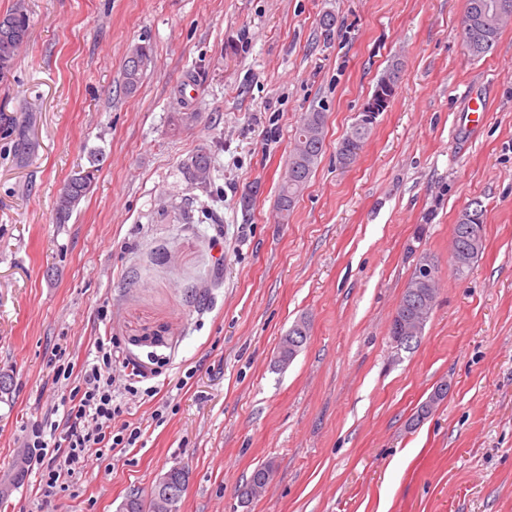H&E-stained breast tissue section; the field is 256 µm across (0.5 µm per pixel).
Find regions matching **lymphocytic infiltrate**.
<instances>
[{
    "instance_id": "f902f5d3",
    "label": "lymphocytic infiltrate",
    "mask_w": 512,
    "mask_h": 512,
    "mask_svg": "<svg viewBox=\"0 0 512 512\" xmlns=\"http://www.w3.org/2000/svg\"><path fill=\"white\" fill-rule=\"evenodd\" d=\"M96 358L83 364L60 366L59 377L76 379V386L62 395L66 427L50 429L47 423L32 424L26 445L32 448L40 469L39 480L45 486L68 491L79 470L81 459L93 456L110 458L112 453L135 447L142 435L140 427L125 418V409L117 404L112 390L118 369H125L127 393L152 397L153 370L130 359L119 358L114 344L97 341Z\"/></svg>"
}]
</instances>
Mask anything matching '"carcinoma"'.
<instances>
[{
    "label": "carcinoma",
    "instance_id": "carcinoma-1",
    "mask_svg": "<svg viewBox=\"0 0 512 512\" xmlns=\"http://www.w3.org/2000/svg\"><path fill=\"white\" fill-rule=\"evenodd\" d=\"M510 20H512V0H466L461 34L468 53L478 58L492 51L504 25ZM29 28V17L21 4L11 13L0 17V77L11 72L20 49L28 39ZM150 62L149 46L136 44L130 48L123 67V89L126 93L131 95L138 91ZM373 128L372 122L356 124L352 127L350 133L336 148L339 163L348 165L357 158ZM325 150L324 114L318 109H313L304 115L296 129L295 147L277 196L278 223H288L296 200L307 185ZM187 170L192 180L206 181L211 170L209 155L203 151L194 154L187 163ZM93 180V172L79 171L65 182L56 202L57 222L66 223L82 198L90 193ZM483 215L481 202L476 200L463 209L457 223L454 224L453 232L455 233L463 224L480 225L475 233L459 242L462 251L458 259L451 260L455 270L460 274L473 268L482 250ZM186 485V474L176 472L170 477L169 512H178V502Z\"/></svg>",
    "mask_w": 512,
    "mask_h": 512
}]
</instances>
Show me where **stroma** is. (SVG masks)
Here are the masks:
<instances>
[{
	"mask_svg": "<svg viewBox=\"0 0 512 512\" xmlns=\"http://www.w3.org/2000/svg\"><path fill=\"white\" fill-rule=\"evenodd\" d=\"M20 3L29 40L0 79V512H120L178 466V512H512V24L475 58L465 0H0V16ZM138 43L152 60L129 95ZM394 60V98L340 164ZM315 108L327 149L281 224ZM202 148L203 186L183 170ZM85 170L90 193L56 223ZM474 199L484 245L460 275L453 227ZM425 255L437 303L404 349L391 320ZM301 318L310 336L278 366ZM105 336L157 372V395L126 399L139 442L82 461L72 492L40 485L26 429L63 419L55 356L82 367ZM136 57L139 66H131L132 58ZM151 62V52L146 44H136L130 48L123 67V89L127 94H134L140 88L144 72ZM375 122L357 124L352 127L349 134L338 144L336 157L340 164H351L358 156L365 140L371 134ZM93 180L92 171H79L65 182L56 202L57 222L66 223L82 198L90 193Z\"/></svg>",
	"mask_w": 512,
	"mask_h": 512,
	"instance_id": "35a3bbf8",
	"label": "stroma"
}]
</instances>
